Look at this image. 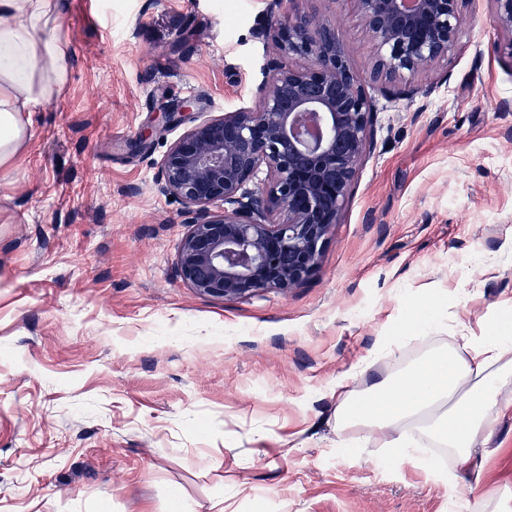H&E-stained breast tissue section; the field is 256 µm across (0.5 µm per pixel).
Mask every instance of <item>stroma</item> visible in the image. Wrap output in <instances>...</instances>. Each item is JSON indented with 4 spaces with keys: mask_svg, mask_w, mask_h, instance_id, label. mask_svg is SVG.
<instances>
[{
    "mask_svg": "<svg viewBox=\"0 0 512 512\" xmlns=\"http://www.w3.org/2000/svg\"><path fill=\"white\" fill-rule=\"evenodd\" d=\"M272 0H71L64 93L0 183V512H512V395L480 478L340 448L341 388L409 308L440 338L512 310V57L489 0L404 90L372 83L374 146L316 273L237 299L178 275L155 186L184 126L254 102ZM372 44L336 0H297ZM191 87L204 109L139 145Z\"/></svg>",
    "mask_w": 512,
    "mask_h": 512,
    "instance_id": "obj_1",
    "label": "stroma"
}]
</instances>
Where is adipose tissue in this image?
<instances>
[{
	"label": "adipose tissue",
	"mask_w": 512,
	"mask_h": 512,
	"mask_svg": "<svg viewBox=\"0 0 512 512\" xmlns=\"http://www.w3.org/2000/svg\"><path fill=\"white\" fill-rule=\"evenodd\" d=\"M68 0H0V179L25 154L36 107L68 83L69 45L58 34ZM512 390V328L486 322L428 350L397 373L348 392L336 428L365 427L389 457L416 462L423 449H449L453 468L480 474L503 393Z\"/></svg>",
	"instance_id": "ef3b65f1"
}]
</instances>
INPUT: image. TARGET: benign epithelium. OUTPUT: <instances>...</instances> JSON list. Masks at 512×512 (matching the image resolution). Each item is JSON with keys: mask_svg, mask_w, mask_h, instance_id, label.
<instances>
[{"mask_svg": "<svg viewBox=\"0 0 512 512\" xmlns=\"http://www.w3.org/2000/svg\"><path fill=\"white\" fill-rule=\"evenodd\" d=\"M338 1L351 5L372 42L369 72L351 66L340 35L319 15L268 21L255 38L272 42L278 58L264 56L253 106L194 125L161 160L156 187L181 202L190 227L179 276L199 294L286 291L314 274L374 145L366 82L402 85L448 58L467 2ZM490 3L505 34L500 48L512 56V0ZM198 109L187 99L180 111L161 113L155 133Z\"/></svg>", "mask_w": 512, "mask_h": 512, "instance_id": "benign-epithelium-1", "label": "benign epithelium"}]
</instances>
